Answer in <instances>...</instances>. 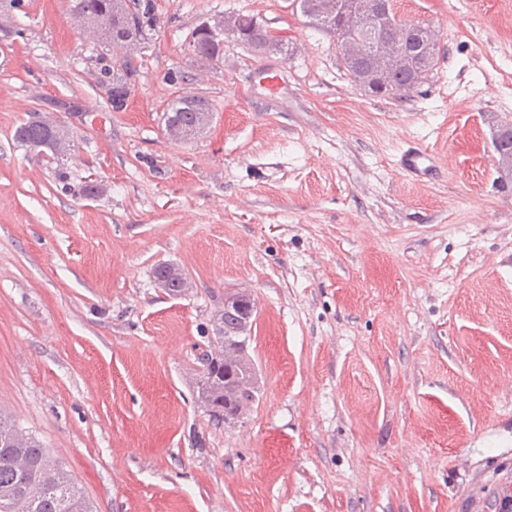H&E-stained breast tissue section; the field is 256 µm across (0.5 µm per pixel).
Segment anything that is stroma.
Listing matches in <instances>:
<instances>
[{"instance_id":"35a3bbf8","label":"stroma","mask_w":512,"mask_h":512,"mask_svg":"<svg viewBox=\"0 0 512 512\" xmlns=\"http://www.w3.org/2000/svg\"><path fill=\"white\" fill-rule=\"evenodd\" d=\"M153 3L119 111L116 55L70 0L0 12V410L93 512H503L512 184L492 132L512 122V0H397L441 49L406 101L355 86L291 0ZM240 10L287 55L229 40L200 60L194 29ZM188 92L216 111L175 142L162 114ZM34 112L71 131L63 160L15 143ZM418 148L441 166L412 179L397 160ZM243 290L258 397L219 424L199 357ZM154 279L156 281L163 279L167 283V287L173 293H180L186 285L185 281H187L183 273L169 265L157 266L154 270ZM164 281L159 282L161 288H167Z\"/></svg>"}]
</instances>
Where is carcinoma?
<instances>
[{
	"label": "carcinoma",
	"mask_w": 512,
	"mask_h": 512,
	"mask_svg": "<svg viewBox=\"0 0 512 512\" xmlns=\"http://www.w3.org/2000/svg\"><path fill=\"white\" fill-rule=\"evenodd\" d=\"M330 1L336 4L335 23L340 24L343 22L342 7L345 0H299L304 5L305 13L311 16L319 15ZM111 6L112 0H72L73 9L91 17L110 11ZM236 17L246 34L244 45L253 49L264 45L270 51L288 52V40L271 37L267 32L252 27L255 16L238 13ZM157 22L152 0H128L124 12L116 20L117 25L132 31L136 36L143 29L156 26ZM379 38L386 42L398 38L414 43L419 38V31L409 27H385L380 30ZM193 51L197 57L206 61L214 58L217 53H224V48L219 42L197 31L193 40ZM351 53L357 62L352 64L346 61L344 65L358 83L362 79V73L370 69L372 63L361 56L357 44L351 48ZM439 55L440 48L435 43L428 55L430 62L419 67V73L414 74L410 70L389 72L385 79V96L398 99L412 96L437 66ZM118 67L124 72V76L112 78L109 99L112 107L120 110L123 108L124 98L131 92L126 77L133 75L134 69L126 56L118 60ZM213 111L215 106L204 97L178 96L168 103L163 113V121L166 126L178 124L189 128L197 124L198 113ZM13 139L23 147L36 150L49 139V121L33 116L14 129ZM154 279L164 280L173 293L181 292L187 281L183 273L169 265L157 266ZM234 299L246 304L238 330L224 329L222 322H217L216 336L208 340L213 351L203 354L204 367L198 383V398L210 416L217 421L243 417L255 401L257 393L254 386L256 370L248 354L251 340L248 331L252 327L254 302L243 294L224 296L226 302ZM47 471L62 473L65 484L61 487L41 484L40 476ZM27 486L34 487L29 512H91V506L81 489L63 466L49 455L42 442L31 433L25 437L18 434L17 425L12 418L0 412V512H12L13 495Z\"/></svg>",
	"instance_id": "cac0c4a2"
}]
</instances>
